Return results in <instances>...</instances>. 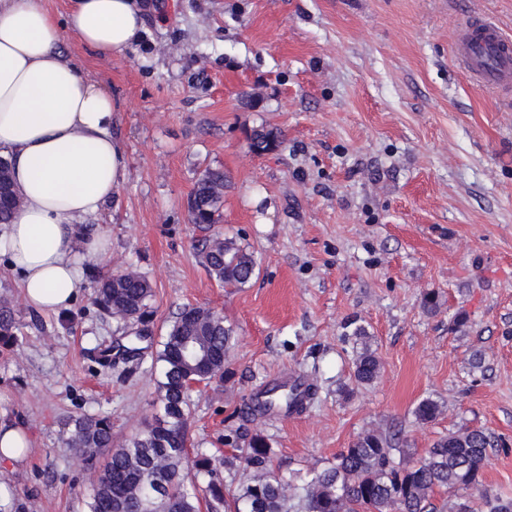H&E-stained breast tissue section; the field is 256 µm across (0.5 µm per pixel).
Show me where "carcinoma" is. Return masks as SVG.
<instances>
[{
  "instance_id": "obj_1",
  "label": "carcinoma",
  "mask_w": 512,
  "mask_h": 512,
  "mask_svg": "<svg viewBox=\"0 0 512 512\" xmlns=\"http://www.w3.org/2000/svg\"><path fill=\"white\" fill-rule=\"evenodd\" d=\"M277 147L273 132L256 127L250 148L258 154ZM5 176L0 224L16 209L7 159L0 157ZM227 176L221 168H208L195 183L189 217L193 224L212 225L222 216ZM204 265L211 277L226 287L243 288L256 274L257 259L249 247L233 238L215 235L202 244ZM150 281L135 271L104 276L97 281L93 305L100 314L145 338L152 334ZM360 347L355 350L353 376L370 384L379 376L380 364L371 351L369 333L353 321L345 324ZM20 328L11 302L0 299V347L20 344ZM235 331L210 308H184L168 325L155 351L159 365L157 402L160 413L119 447L112 446V420L108 416L69 417L67 447L91 471L86 512H429L434 493L453 496L479 494L481 512H512V501L482 489L487 449L499 440L482 429H465L438 439L424 457L406 463L394 459L391 440L365 432L351 446L302 483L284 481L272 465V448L261 434L245 448L224 458V471L239 477L237 492L226 497V487L211 463L200 455L194 461V480L187 481L189 440V382H210L224 377ZM314 383L297 377L290 383L273 381L253 394L242 414L258 416L292 414L305 410L317 398ZM441 414L438 401L427 397L414 408L415 420L427 424Z\"/></svg>"
}]
</instances>
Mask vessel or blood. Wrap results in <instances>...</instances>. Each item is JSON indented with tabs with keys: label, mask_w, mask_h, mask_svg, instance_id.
<instances>
[{
	"label": "vessel or blood",
	"mask_w": 512,
	"mask_h": 512,
	"mask_svg": "<svg viewBox=\"0 0 512 512\" xmlns=\"http://www.w3.org/2000/svg\"><path fill=\"white\" fill-rule=\"evenodd\" d=\"M455 58L480 87L512 86V37L491 21L465 23L455 46Z\"/></svg>",
	"instance_id": "obj_1"
}]
</instances>
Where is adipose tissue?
Segmentation results:
<instances>
[{"instance_id":"obj_1","label":"adipose tissue","mask_w":512,"mask_h":512,"mask_svg":"<svg viewBox=\"0 0 512 512\" xmlns=\"http://www.w3.org/2000/svg\"><path fill=\"white\" fill-rule=\"evenodd\" d=\"M146 11L141 0H70L59 20L45 0H0V155L21 198L0 230V254L38 310L68 308L87 286L84 262L107 257V236L79 228L126 176L111 94L60 46L73 35L96 55H125Z\"/></svg>"}]
</instances>
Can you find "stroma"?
Segmentation results:
<instances>
[{
    "label": "stroma",
    "mask_w": 512,
    "mask_h": 512,
    "mask_svg": "<svg viewBox=\"0 0 512 512\" xmlns=\"http://www.w3.org/2000/svg\"><path fill=\"white\" fill-rule=\"evenodd\" d=\"M147 2L126 55L63 44L116 105L126 177L84 226L108 234V260L84 263L87 289L57 313L25 303L0 262L23 336L0 353V419L31 438L24 462L0 467V512H84L88 475L63 418L110 416L118 446L154 416L152 350L112 359L122 333L91 304L92 284L128 268L153 286L155 335L187 306L236 331L224 378L191 394L189 458L222 466L259 433L295 484L369 430L416 458L480 428L504 442L484 484L512 498V101L477 89L452 57L464 16L512 34V0ZM259 126L276 151L252 152ZM209 167L229 179L223 216L198 226L187 199ZM217 233L259 257L249 285L207 273L201 244ZM352 319L381 366L369 385L353 379ZM301 373L318 387L306 410L241 418L251 394ZM426 397L442 412L422 425L413 410Z\"/></svg>",
    "instance_id": "1"
}]
</instances>
